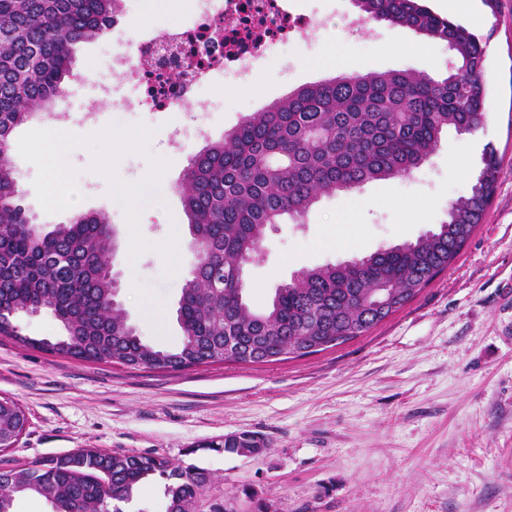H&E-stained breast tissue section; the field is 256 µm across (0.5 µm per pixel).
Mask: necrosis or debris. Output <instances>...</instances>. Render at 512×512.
Wrapping results in <instances>:
<instances>
[{
  "label": "necrosis or debris",
  "mask_w": 512,
  "mask_h": 512,
  "mask_svg": "<svg viewBox=\"0 0 512 512\" xmlns=\"http://www.w3.org/2000/svg\"><path fill=\"white\" fill-rule=\"evenodd\" d=\"M192 7V23L162 37L113 35L106 59L116 82L95 87L108 110L126 111L125 84L149 113L183 111L200 89L226 81L248 89L269 60L291 68L295 48L326 25L318 11L286 0H192Z\"/></svg>",
  "instance_id": "necrosis-or-debris-1"
}]
</instances>
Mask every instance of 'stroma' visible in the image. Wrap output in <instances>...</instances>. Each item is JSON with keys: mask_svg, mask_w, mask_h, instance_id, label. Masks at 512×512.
<instances>
[{"mask_svg": "<svg viewBox=\"0 0 512 512\" xmlns=\"http://www.w3.org/2000/svg\"><path fill=\"white\" fill-rule=\"evenodd\" d=\"M327 19L288 74L255 76L248 91L226 85L228 109L204 116L208 141L298 86L336 76L326 59L360 71L410 68L446 73L445 44L407 28L369 22L347 34L352 0H296ZM454 22L486 38L487 120L478 131H445L430 159L410 176L373 181L353 193L321 197L302 223L269 229L249 265L246 298L263 310L276 288L306 268L347 261L415 240L469 196L486 146L500 169L483 219L448 268L413 299L361 336L305 356L268 363L216 362L181 371L85 362L0 336V396L27 423L0 450V468L101 448L167 459L209 476L196 512H512V0H452ZM117 29L156 36L190 23L188 0H124ZM78 44L64 91L75 92L91 121H74V150L60 187L70 206L46 194L53 134L42 122L13 132L7 147L19 203L44 230L96 212L115 232L109 262L119 272L116 299L127 321L158 348L176 347V309L196 250L177 186L206 141L168 144L166 114L100 111L81 80L95 78L102 47ZM110 128L133 137L111 149ZM153 176L167 187L129 212L114 184ZM136 250L128 252L127 238ZM252 432L257 456L215 451L225 435Z\"/></svg>", "mask_w": 512, "mask_h": 512, "instance_id": "obj_1", "label": "stroma"}]
</instances>
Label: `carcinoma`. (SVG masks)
<instances>
[{
    "instance_id": "obj_1",
    "label": "carcinoma",
    "mask_w": 512,
    "mask_h": 512,
    "mask_svg": "<svg viewBox=\"0 0 512 512\" xmlns=\"http://www.w3.org/2000/svg\"><path fill=\"white\" fill-rule=\"evenodd\" d=\"M120 0H0V335L74 359L180 371L214 363H266L307 356L367 332L408 303L456 258L480 224L499 169L486 149L471 195L453 201L448 221L414 241L335 265L300 270L263 311L246 302V254L283 217L302 218L326 194L350 192L412 173L444 129L471 134L486 121V45L424 0H354L361 16L411 29L453 55L442 78L412 70L335 76L291 91L246 116L224 140L194 155L178 185L197 246L177 308L175 350L156 349L126 319L106 256L108 221L75 216L50 231L16 204L17 181L4 146L13 131L53 112L71 75L72 50L109 30ZM47 309L63 336L32 339L21 316ZM236 339L225 352L226 337ZM14 400L0 398V445L26 425ZM165 475L166 512H194L207 478L164 459L81 448L26 468L0 469V512L41 498L53 512H110L140 481Z\"/></svg>"
}]
</instances>
